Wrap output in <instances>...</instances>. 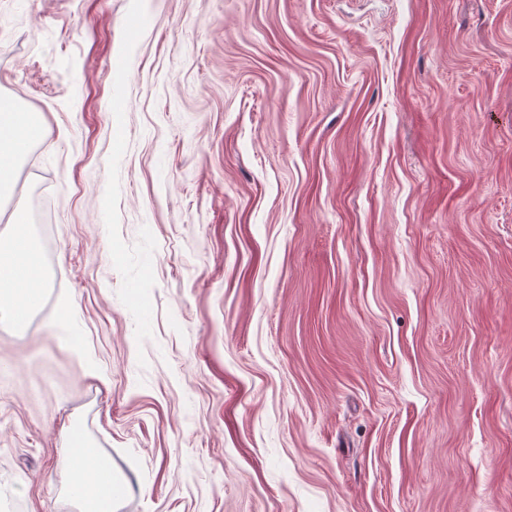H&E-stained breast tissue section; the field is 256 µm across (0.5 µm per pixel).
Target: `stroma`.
Returning <instances> with one entry per match:
<instances>
[{
	"mask_svg": "<svg viewBox=\"0 0 512 512\" xmlns=\"http://www.w3.org/2000/svg\"><path fill=\"white\" fill-rule=\"evenodd\" d=\"M12 9L0 512H512V0ZM14 274L13 269H3L2 265L0 266V315L1 317L20 319L14 315L13 310L20 309L24 311L23 318H25L28 316L30 305H27L25 301L17 302L14 300L17 296L15 289L12 288ZM103 465L99 469V491L93 497V506L90 511L112 512V467L105 460H99Z\"/></svg>",
	"mask_w": 512,
	"mask_h": 512,
	"instance_id": "stroma-1",
	"label": "stroma"
}]
</instances>
